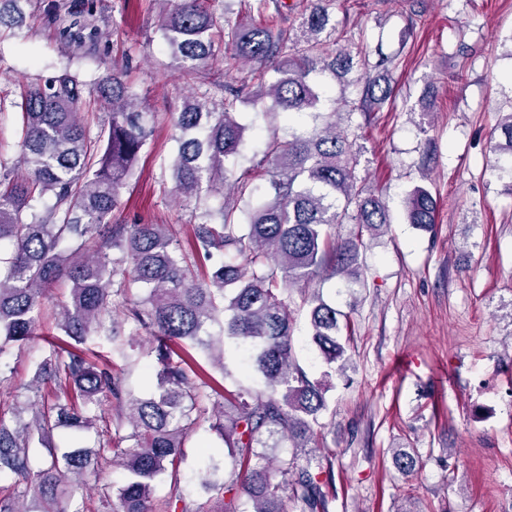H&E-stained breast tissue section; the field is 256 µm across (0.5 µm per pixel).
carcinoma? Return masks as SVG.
<instances>
[{
	"label": "carcinoma",
	"mask_w": 512,
	"mask_h": 512,
	"mask_svg": "<svg viewBox=\"0 0 512 512\" xmlns=\"http://www.w3.org/2000/svg\"><path fill=\"white\" fill-rule=\"evenodd\" d=\"M0 0V29L25 21L22 4ZM326 0H316L301 18L296 34L267 27L230 25L198 0H180L161 14V29L171 56L193 83L177 113L180 131L173 163L172 194L195 201L188 248L172 247L167 224H112L121 190L132 176L139 154L154 131V114L116 73L88 84L68 69L28 84L17 104L21 115V152L26 176L0 169V354L10 344L26 345L38 336L39 318L50 291L69 286L57 328L66 343L48 341L35 372L36 384L24 387L11 415L0 411V512H28L18 507L33 494L37 512H65L59 507L83 489V480L99 479L120 460L127 472L117 488L100 486L109 512H159L156 481L170 476L164 508L184 504L178 464L188 435L201 424L229 449L232 468L218 477L220 464L206 470L204 488L222 502L220 512H329L328 489L335 485L334 462L325 478L312 471L322 457L315 426L328 404V387L311 380L296 364L292 317L285 295L296 289L308 310L309 336L327 365L344 372L346 347L339 341L341 312L311 284L336 275L355 282L366 243L363 234L336 235L348 220L372 232L390 223L382 195L358 183V152L336 122L287 139L271 137L259 167L267 189L248 209L239 202L253 195L251 182L235 181L237 196H224L228 182L224 161L239 153L244 126L236 119L239 103L261 104L291 121L318 109L317 79L330 74L344 80L354 68L370 66L358 55L331 52L322 38L330 22ZM289 49L269 88L256 87L228 70L227 81L203 75L221 53L251 66H262ZM390 81L366 80L352 111L372 112L392 97ZM100 104L107 134L91 137L79 114ZM505 142L495 144L500 158L512 163V111L499 114ZM221 195V204H205ZM53 203L41 209L44 197ZM436 200L417 185L407 198L408 223L424 229L435 224ZM146 296L128 299L131 284ZM219 325L220 334L211 333ZM146 333V366L155 377L146 397L125 393L112 361L90 362L81 346L89 340L112 345V355L129 358L132 337ZM251 348L250 367L265 390L238 394L222 412L202 402L214 378L188 351L224 366V339ZM58 392L50 399L41 386ZM116 403L112 425L91 449L71 443L49 444L54 430L73 434L94 427L104 406ZM130 432L122 433L124 423ZM37 444L48 457L35 456ZM267 448H290L275 462ZM396 468L415 469L414 451L393 452Z\"/></svg>",
	"instance_id": "carcinoma-1"
}]
</instances>
